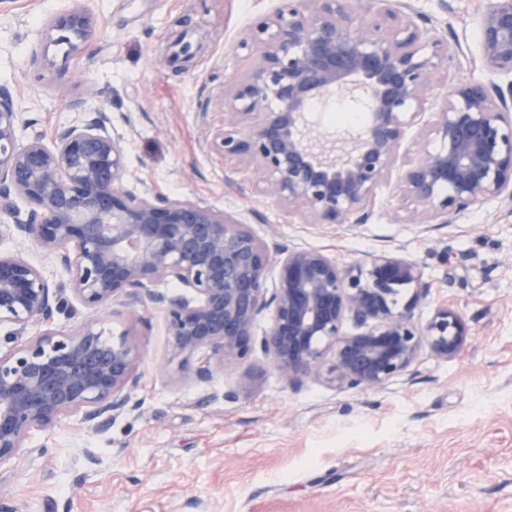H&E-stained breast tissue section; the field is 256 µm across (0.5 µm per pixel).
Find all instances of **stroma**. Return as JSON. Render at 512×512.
Here are the masks:
<instances>
[{
    "label": "stroma",
    "mask_w": 512,
    "mask_h": 512,
    "mask_svg": "<svg viewBox=\"0 0 512 512\" xmlns=\"http://www.w3.org/2000/svg\"><path fill=\"white\" fill-rule=\"evenodd\" d=\"M79 2L0 0V90L17 98L28 134L51 138L98 88L97 106L125 137L131 188L204 200L260 238L342 266L383 250L410 258L431 285L420 318L449 303L472 341L375 392L324 380L294 392L260 357L183 382L159 310L106 319L141 355L131 407L101 430L67 416L33 431L20 460L0 467V512H512V214L490 201L427 231L394 180L367 224L289 212L255 191L257 172L209 146L224 86L250 64L238 43L278 0H92L102 28L87 56L66 70L33 64L44 21ZM412 3L454 56L437 85L485 79L486 0ZM227 385L236 400H211ZM82 448L101 464L79 458Z\"/></svg>",
    "instance_id": "stroma-1"
}]
</instances>
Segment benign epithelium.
<instances>
[{"instance_id":"1","label":"benign epithelium","mask_w":512,"mask_h":512,"mask_svg":"<svg viewBox=\"0 0 512 512\" xmlns=\"http://www.w3.org/2000/svg\"><path fill=\"white\" fill-rule=\"evenodd\" d=\"M427 23L405 0H282L239 43L254 62L224 88L211 147L262 174L263 193L315 224L369 223L395 172L417 224H446L491 200L511 213L512 0H488L479 17L492 79L439 95L435 77L452 56ZM98 31L88 5L63 9L38 32L55 55L33 61L65 69ZM343 92L367 116L327 143L309 124L310 106ZM100 95L73 103L81 117L47 142L24 135L19 104L0 92V242L31 241L66 275L54 286L21 251H0L8 340L42 327L0 353V467L32 430L65 416L107 427L140 388L128 332L106 337L93 321L64 332L57 315L110 306L133 319L150 304L164 315L168 363L183 381L209 382L259 355L294 392L319 379L376 391L413 375L424 354L446 362L465 350L471 334L458 310L441 304L425 321L416 316L430 288L412 260L370 253L342 267L320 250L260 239L202 201L129 188L123 136L94 105ZM266 310L272 324L259 335Z\"/></svg>"}]
</instances>
